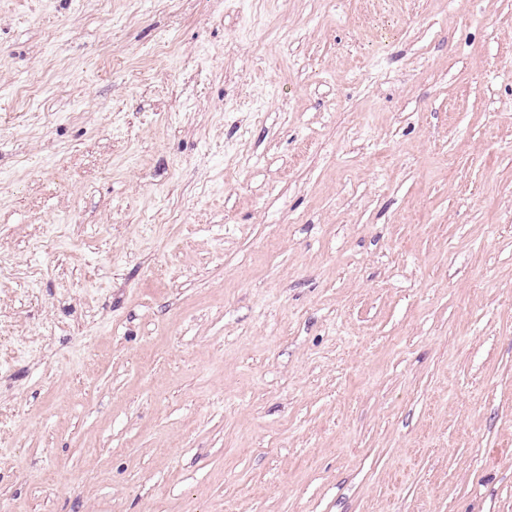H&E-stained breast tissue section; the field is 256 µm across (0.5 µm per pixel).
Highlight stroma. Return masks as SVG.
Here are the masks:
<instances>
[{"label": "stroma", "instance_id": "1", "mask_svg": "<svg viewBox=\"0 0 512 512\" xmlns=\"http://www.w3.org/2000/svg\"><path fill=\"white\" fill-rule=\"evenodd\" d=\"M0 512H512V0H0Z\"/></svg>", "mask_w": 512, "mask_h": 512}]
</instances>
